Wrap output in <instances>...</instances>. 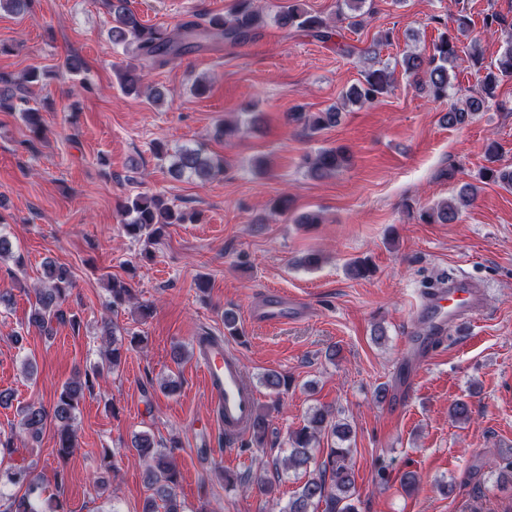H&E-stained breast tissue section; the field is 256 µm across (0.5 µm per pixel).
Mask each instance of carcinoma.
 I'll return each mask as SVG.
<instances>
[{"mask_svg":"<svg viewBox=\"0 0 512 512\" xmlns=\"http://www.w3.org/2000/svg\"><path fill=\"white\" fill-rule=\"evenodd\" d=\"M257 0H234L231 12L206 14L196 20H184L174 29L160 26H146L128 8V0H106L112 25L108 30L109 39L114 45L130 49L135 56L163 66L192 47V40L199 37H219L231 43H244L251 39L266 24L267 15L256 5ZM367 0H341L339 14L348 21V27L355 30L360 27L359 17ZM33 0H0V9L14 14H28ZM275 22L282 28L306 32L326 41L332 37V27L318 14L306 9L299 0L280 7L274 16ZM432 21L443 28L433 54L424 59L417 54L407 53L400 64L405 72L423 75L421 83L429 95L436 101L446 100L452 89L450 70L458 60L460 37L468 36L470 19L461 15L456 19V28L448 29V23L434 16ZM394 70L388 66L365 73L363 81L346 93V99L353 105L375 103L381 95L388 92L393 82ZM144 71L134 66L119 69L118 78L123 92L140 93L144 85ZM512 78V38L504 43L495 62L483 66V75L479 80L477 95L469 97L465 106L450 104L444 119L450 126L462 125L471 116L483 110L486 101L495 98L499 83ZM25 86L0 76V110H18L33 134L28 141L34 146V140L41 139L43 124L38 109L27 106L24 96ZM291 117L304 121L315 131L336 124L338 112L328 109L324 112H293ZM154 151L161 160L168 161V172L175 179L196 177L207 180L224 171V160L204 153L198 146L184 145L173 152L163 144L154 145ZM499 146L492 141L487 144L486 154L490 165L483 168L482 177L488 182L503 188H512V167L495 165ZM348 162L346 152L340 148L321 149L315 155L305 157L308 173L314 179H321L336 173ZM475 189L471 185L463 186L451 200L438 203L421 213L420 219L426 224H453L462 209L475 199ZM127 222L126 233L135 239L142 237L151 241L163 235L172 224H184L194 219L181 210L169 205L159 195L138 194L125 204ZM10 256L16 265L24 263L23 255L13 250V244L6 233L0 231V259ZM45 276L52 284L39 288L35 292V303L30 313L29 324L47 333L53 330L52 324L66 321L77 325L75 315L65 308L69 290L72 287L71 271L51 261L44 266ZM112 307L119 308L129 302L132 287L116 278L109 279ZM96 377L88 373L77 376L64 383L53 404V413L39 404H28L20 409L19 426L30 438L37 439L42 434L48 417H53L57 427L56 454L66 460L76 449V435L73 428L79 404L88 395H93ZM328 412L317 409L309 417L307 424L288 436V453L283 457L284 468H308L314 461L313 451L320 447L326 437H334L339 443H331L323 449L326 459L315 465L307 479L295 495L280 508V512H357L355 505V478L348 460L352 449L343 446L350 439L352 428L349 423L338 419L327 422ZM269 427L268 414L255 413L252 424V438L256 446H264ZM134 448L140 457L148 462L145 471L146 481L152 495L146 500L143 512H180V503L175 493L177 472L169 452L160 443L147 434H140L134 440ZM19 487L26 488L24 495L14 497L4 512H67L62 500L53 497L48 503H39L42 494V481L28 468H14L0 472V478Z\"/></svg>","mask_w":512,"mask_h":512,"instance_id":"cac0c4a2","label":"carcinoma"}]
</instances>
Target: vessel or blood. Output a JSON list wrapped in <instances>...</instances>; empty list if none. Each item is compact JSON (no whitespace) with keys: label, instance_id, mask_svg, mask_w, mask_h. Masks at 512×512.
<instances>
[{"label":"vessel or blood","instance_id":"1","mask_svg":"<svg viewBox=\"0 0 512 512\" xmlns=\"http://www.w3.org/2000/svg\"><path fill=\"white\" fill-rule=\"evenodd\" d=\"M479 307L480 289L475 281L455 279L449 286L433 289L420 310L422 318L430 325V336L418 349L420 357H430L438 341L465 322ZM290 311L285 299L272 295L256 311L255 317L262 323L274 325L287 320ZM197 349L213 421L223 429L228 444H235L248 432L258 395L245 381L234 352L223 341H201Z\"/></svg>","mask_w":512,"mask_h":512}]
</instances>
